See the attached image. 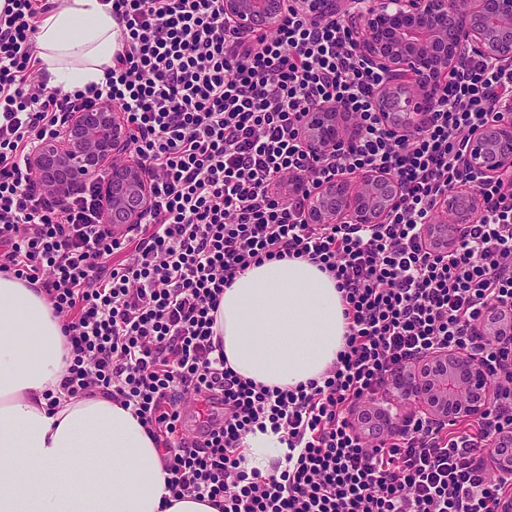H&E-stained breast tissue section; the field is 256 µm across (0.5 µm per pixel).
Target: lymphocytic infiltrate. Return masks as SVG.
<instances>
[{
    "label": "lymphocytic infiltrate",
    "instance_id": "1",
    "mask_svg": "<svg viewBox=\"0 0 512 512\" xmlns=\"http://www.w3.org/2000/svg\"><path fill=\"white\" fill-rule=\"evenodd\" d=\"M53 0L0 8V273L39 289L71 344L59 387L131 409L154 440L173 497L218 512H493L507 483L484 459L512 426V336L480 332L512 302V190L463 162L471 131L512 95V69L470 59L420 125L389 126L375 106L381 73L352 27L298 0L269 32L241 35L224 0H112L123 31L105 84L49 88L35 38ZM340 112L346 138L307 148L308 112ZM124 112L147 169L152 205L115 235L95 184L57 200L30 159L70 113ZM401 191L378 224H311L319 183L364 169ZM483 201L447 252L424 231L448 191ZM304 258L337 281L345 346L321 377L292 388L239 376L215 341L226 287L251 266ZM479 354L491 400L465 424H431L405 408L397 433L364 434L353 411L389 397L421 353ZM208 401L188 429L184 407ZM287 451L270 473L244 466L256 431Z\"/></svg>",
    "mask_w": 512,
    "mask_h": 512
}]
</instances>
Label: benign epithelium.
I'll return each instance as SVG.
<instances>
[{"instance_id": "7a95c632", "label": "benign epithelium", "mask_w": 512, "mask_h": 512, "mask_svg": "<svg viewBox=\"0 0 512 512\" xmlns=\"http://www.w3.org/2000/svg\"><path fill=\"white\" fill-rule=\"evenodd\" d=\"M341 19L356 22L360 53L382 72L376 101L388 123L398 129L420 122L434 93L470 53L498 66L512 67V0H330ZM284 0H224V20L242 33L274 26ZM497 119L476 129L465 147L464 163L479 179L512 176V96L497 103ZM344 138L336 112L312 113L306 143L316 155ZM45 188L54 194L95 180L108 224H138L151 204L150 180L142 161L131 153L122 113L95 107L71 113L57 134L32 156ZM400 186L389 172L363 170L323 183L310 198L311 224H378L386 218ZM480 198L472 191L448 192L437 207L435 233L448 240L479 217ZM481 331L512 332V319H487ZM484 360L473 354L429 351L397 372L392 388L403 401L417 403L438 423L480 416L490 401ZM358 421L366 434H390L400 426L393 413Z\"/></svg>"}]
</instances>
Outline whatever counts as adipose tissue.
<instances>
[{"mask_svg":"<svg viewBox=\"0 0 512 512\" xmlns=\"http://www.w3.org/2000/svg\"><path fill=\"white\" fill-rule=\"evenodd\" d=\"M118 30L106 0H62L37 35L48 87L71 93L105 83ZM213 330L240 376L294 386L320 377L342 348L341 293L309 261H267L225 288ZM66 346L46 296L0 274V512H216L189 495L173 498L131 410L61 395Z\"/></svg>","mask_w":512,"mask_h":512,"instance_id":"obj_1","label":"adipose tissue"}]
</instances>
